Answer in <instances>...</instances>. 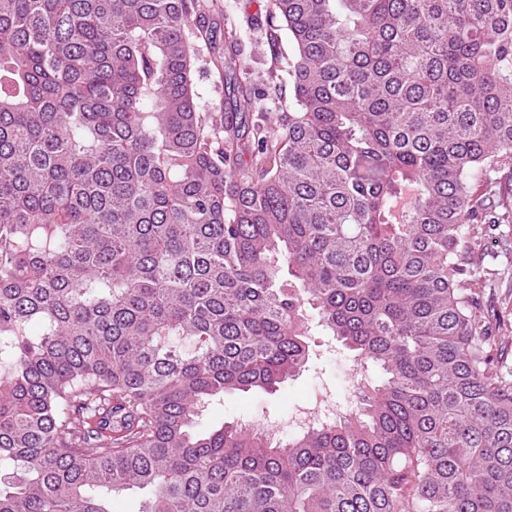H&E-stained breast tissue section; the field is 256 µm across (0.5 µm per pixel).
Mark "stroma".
<instances>
[{"label": "stroma", "mask_w": 512, "mask_h": 512, "mask_svg": "<svg viewBox=\"0 0 512 512\" xmlns=\"http://www.w3.org/2000/svg\"><path fill=\"white\" fill-rule=\"evenodd\" d=\"M222 12L216 15L217 40L204 50L197 61L193 80L201 111L223 112L224 77L212 64V55L224 51L223 37L235 31L241 49V62L252 82L264 86L269 77L286 74L285 56L275 54L265 37L269 0H219ZM358 363L353 352L335 337L329 336L320 325L310 331V356L307 364L295 376L280 384L273 393L234 391L206 405L198 419L197 428L207 431L226 423L261 425L275 421L281 426L279 438L294 436L289 416L294 407L315 400L318 393L333 394L342 410H349V378Z\"/></svg>", "instance_id": "1"}]
</instances>
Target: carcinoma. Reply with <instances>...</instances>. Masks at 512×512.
<instances>
[{
	"label": "carcinoma",
	"mask_w": 512,
	"mask_h": 512,
	"mask_svg": "<svg viewBox=\"0 0 512 512\" xmlns=\"http://www.w3.org/2000/svg\"><path fill=\"white\" fill-rule=\"evenodd\" d=\"M216 0H0V512H512V379L476 290L512 224V0H271L288 111L192 72ZM249 160H244V157ZM384 371L287 442L306 307Z\"/></svg>",
	"instance_id": "cac0c4a2"
}]
</instances>
